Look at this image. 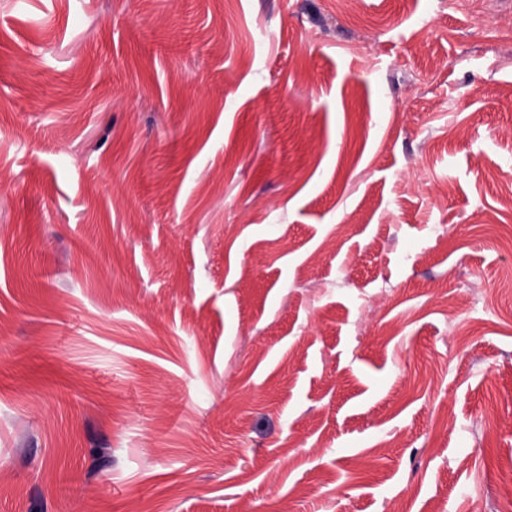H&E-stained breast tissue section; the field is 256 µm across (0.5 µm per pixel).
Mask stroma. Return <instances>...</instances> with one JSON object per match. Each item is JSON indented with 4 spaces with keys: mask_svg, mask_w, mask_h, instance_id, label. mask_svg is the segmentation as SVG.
Returning a JSON list of instances; mask_svg holds the SVG:
<instances>
[{
    "mask_svg": "<svg viewBox=\"0 0 512 512\" xmlns=\"http://www.w3.org/2000/svg\"><path fill=\"white\" fill-rule=\"evenodd\" d=\"M512 9L0 0V512H512Z\"/></svg>",
    "mask_w": 512,
    "mask_h": 512,
    "instance_id": "stroma-1",
    "label": "stroma"
}]
</instances>
